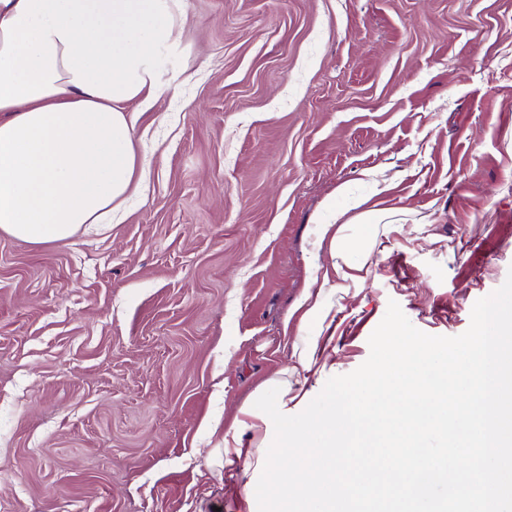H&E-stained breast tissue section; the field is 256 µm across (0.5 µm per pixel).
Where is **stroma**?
<instances>
[{"mask_svg":"<svg viewBox=\"0 0 512 512\" xmlns=\"http://www.w3.org/2000/svg\"><path fill=\"white\" fill-rule=\"evenodd\" d=\"M150 108L147 190L64 242L0 232V512H249L207 458L287 364L315 226L380 225L323 367L358 368L396 301L464 333L512 270V0H183Z\"/></svg>","mask_w":512,"mask_h":512,"instance_id":"stroma-1","label":"stroma"}]
</instances>
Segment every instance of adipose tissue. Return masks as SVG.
<instances>
[{"instance_id": "obj_1", "label": "adipose tissue", "mask_w": 512, "mask_h": 512, "mask_svg": "<svg viewBox=\"0 0 512 512\" xmlns=\"http://www.w3.org/2000/svg\"><path fill=\"white\" fill-rule=\"evenodd\" d=\"M182 32L181 0H0L1 232L35 245L64 241L111 223L140 191L125 106L152 104L162 56ZM318 240L334 276L300 299L305 326L326 321L366 264L347 225L323 222ZM323 353L319 337H296L275 374L289 384L285 402L302 400L300 378ZM266 429L253 415L235 420L210 465L256 464Z\"/></svg>"}]
</instances>
